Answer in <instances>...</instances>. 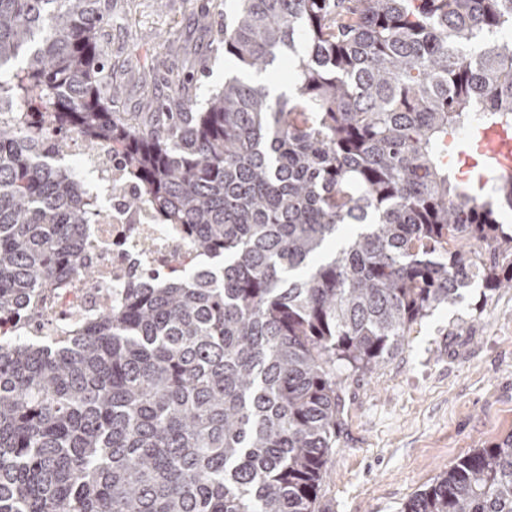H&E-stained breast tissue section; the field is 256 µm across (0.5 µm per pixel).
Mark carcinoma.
<instances>
[{
    "mask_svg": "<svg viewBox=\"0 0 512 512\" xmlns=\"http://www.w3.org/2000/svg\"><path fill=\"white\" fill-rule=\"evenodd\" d=\"M103 0H0V321L77 275L95 203L38 164L112 143L131 210L214 261L117 292L52 345L0 341V512H315L341 425L336 368L369 373L414 324L512 288V180L477 192L448 137L512 126V0H238L218 44L294 59L296 92L224 80L204 109L112 111ZM52 112H42L45 107ZM401 512H512V435Z\"/></svg>",
    "mask_w": 512,
    "mask_h": 512,
    "instance_id": "1",
    "label": "carcinoma"
}]
</instances>
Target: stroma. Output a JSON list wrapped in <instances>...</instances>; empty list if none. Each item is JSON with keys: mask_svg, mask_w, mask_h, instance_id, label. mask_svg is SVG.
Listing matches in <instances>:
<instances>
[{"mask_svg": "<svg viewBox=\"0 0 512 512\" xmlns=\"http://www.w3.org/2000/svg\"><path fill=\"white\" fill-rule=\"evenodd\" d=\"M98 32L124 95L117 112L141 109L142 79L157 96L171 74L189 76L205 103L235 72L198 19L224 26L235 0H105ZM341 427L315 512H401L415 493L474 449L512 434V288H480L415 324L403 350L368 374L340 371Z\"/></svg>", "mask_w": 512, "mask_h": 512, "instance_id": "35a3bbf8", "label": "stroma"}]
</instances>
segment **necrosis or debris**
Returning a JSON list of instances; mask_svg holds the SVG:
<instances>
[{
	"mask_svg": "<svg viewBox=\"0 0 512 512\" xmlns=\"http://www.w3.org/2000/svg\"><path fill=\"white\" fill-rule=\"evenodd\" d=\"M65 157L77 159L95 177L90 187L98 206L87 227L83 257L96 271L94 282L73 281L58 291L45 312L53 329L85 320L111 305L112 294L128 287L144 273H171L198 267L196 254L184 232L176 226L154 223L148 209L131 211L112 198V186L123 173V163L112 147L88 149L83 139L68 135Z\"/></svg>",
	"mask_w": 512,
	"mask_h": 512,
	"instance_id": "necrosis-or-debris-1",
	"label": "necrosis or debris"
}]
</instances>
